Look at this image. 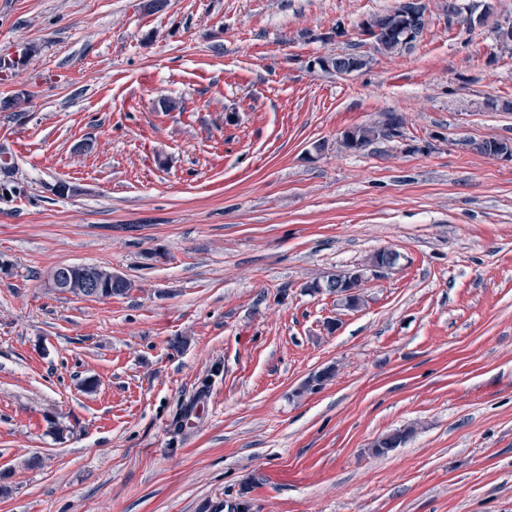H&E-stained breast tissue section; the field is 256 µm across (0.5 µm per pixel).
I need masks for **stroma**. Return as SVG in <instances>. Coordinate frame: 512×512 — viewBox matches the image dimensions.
<instances>
[{
	"label": "stroma",
	"mask_w": 512,
	"mask_h": 512,
	"mask_svg": "<svg viewBox=\"0 0 512 512\" xmlns=\"http://www.w3.org/2000/svg\"><path fill=\"white\" fill-rule=\"evenodd\" d=\"M149 2L0 0V512H512V0L399 54L397 0ZM384 249L359 310L308 292ZM405 1L410 0H400L391 10L378 14L371 19L374 24L384 29V33H389L388 37H378L373 31H362L363 35H368L370 38L375 39L379 49L389 53L408 51L414 47L418 37L421 35L425 25L424 19L420 22V27L409 44H400L405 36L406 24L409 22L408 5ZM402 122V117L397 113H388L383 121L350 128L341 136L340 146L346 151H357L377 140L397 137L400 135ZM82 265V264H80ZM80 265H74L71 268L79 267L80 271L82 273L83 280L80 281L78 285H74L73 279L70 275V273L63 269V267L58 268L55 267L51 272V286L52 288H55L58 291H64L68 292L72 288H79L77 290V295L81 296H87L84 295V293H91L92 295H89V297L94 298H109L107 297V294L110 292V297L112 296H123L127 295L128 292L132 288V283L123 278H114L112 279V275L114 277H121L117 274H112V271L109 272V280L111 281L112 288L110 290L104 288L102 280L98 277L97 272L95 268H93L90 265H83L84 267H81ZM71 292V291H70ZM72 294H75L71 292Z\"/></svg>",
	"instance_id": "1"
}]
</instances>
